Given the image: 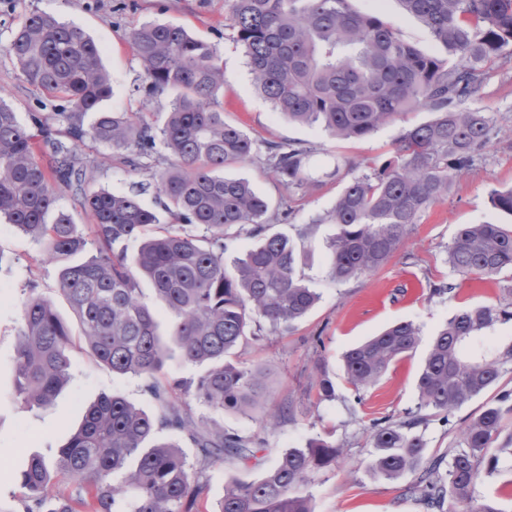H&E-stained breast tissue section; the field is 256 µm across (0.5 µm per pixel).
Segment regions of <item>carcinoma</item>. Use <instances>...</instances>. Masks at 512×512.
Wrapping results in <instances>:
<instances>
[{"label":"carcinoma","mask_w":512,"mask_h":512,"mask_svg":"<svg viewBox=\"0 0 512 512\" xmlns=\"http://www.w3.org/2000/svg\"><path fill=\"white\" fill-rule=\"evenodd\" d=\"M225 2L224 28L242 48L255 90L290 122L349 140L407 112L432 113L429 121L404 129L389 159L352 176L331 211L302 230L308 238L318 224L336 225L328 244L336 282L380 270L490 140L495 115L472 102L512 46V0H399L403 12L429 30L442 57L403 40L381 15L355 11L351 0ZM128 42L143 68L144 95L174 92L160 124L144 114L101 109L111 80L99 46L52 14H28L5 47L23 81L61 98L62 105L24 125L0 101V217L61 264L58 292L77 317L87 352L114 373L144 379L158 403L148 413L112 394L89 405L54 461L29 460L21 485L35 509L26 512H314L308 488L342 454L320 437L286 450L259 479L227 484L216 510L198 507L201 477L226 460L255 458L263 440L224 432L195 415L192 403L244 415L260 405L265 371L232 356L259 339L261 323L276 335L302 320L320 294L299 273L294 244L265 234L269 201L248 179L224 176V167L252 161L258 146L224 121L219 48L183 25L160 22L142 24ZM89 112L97 117L86 126ZM88 142L146 171L172 223H161L142 204L140 187L123 193L89 188L100 165L79 151ZM312 155L309 148L272 144L267 165L290 194L340 177L341 163L318 170ZM62 186L88 224H77L60 206ZM490 203L512 216V188L492 191ZM231 229L258 244L228 269L224 238ZM131 241L139 247L130 258ZM85 252V261L69 263ZM448 264L457 273L485 277L512 269V228L461 225L448 246ZM143 281L170 314L165 336L142 300ZM20 315L18 393L29 405L46 406L69 378L72 334L34 284ZM509 320L512 303L457 311L436 332L420 366L416 411L372 423L368 470L385 480L415 475L405 493L419 495L426 512H502L494 499L480 502L475 492L497 471L491 445L501 439L512 453L506 431L512 392L470 418L446 458L426 460L428 442L419 427L432 417L450 418L512 375V341L477 344L481 334ZM419 343L414 323L388 326L344 353L346 381L357 392L377 384ZM175 356L205 366L196 383L161 377ZM315 387L317 402L336 398V382L326 373ZM163 430L188 436L197 448L195 461L179 445L157 439ZM53 472L76 482V491L50 495Z\"/></svg>","instance_id":"cac0c4a2"}]
</instances>
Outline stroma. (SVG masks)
Returning a JSON list of instances; mask_svg holds the SVG:
<instances>
[{
	"label": "stroma",
	"instance_id": "35a3bbf8",
	"mask_svg": "<svg viewBox=\"0 0 512 512\" xmlns=\"http://www.w3.org/2000/svg\"><path fill=\"white\" fill-rule=\"evenodd\" d=\"M351 5L362 13L381 14L403 39L422 51L436 52L427 28L403 16L397 0H351ZM32 10L54 14L81 28L101 47L102 63L112 83V95L103 103L109 112L159 113L168 109L169 92L149 99L135 92L143 69L127 37L134 28L150 21L188 27L221 51L224 94L220 103L225 121L259 141L312 147L311 163L319 169L332 166L338 157L381 164L392 156L404 128L431 117L425 110L408 112L366 138L348 141L336 140L317 127L288 122L255 92L241 50L225 39L224 0H0V99L10 104L25 124L31 114L53 112L56 103L55 98L21 80L16 62L5 50L12 30ZM475 105L497 118L498 134L488 143L482 159L453 182L447 199L433 205L413 226L386 266L345 284L329 276L328 243L336 227L318 221L335 204L342 180L327 181L311 192L296 191L292 211L284 219L279 211L286 192L262 160L225 168L226 176L248 178L268 199L275 215L270 232L293 239L301 225L315 223L314 235L300 245L304 253L300 269L306 282L319 292L320 300L288 334L265 333L260 340L238 349L239 361L263 367L268 393L252 417L230 411L219 415L225 432H260L259 418L288 404L293 406L294 415L275 429L260 432L266 445L258 461L246 466L228 461L207 472L202 495L207 507H214L223 497L230 481L257 479L285 450L303 447L309 439L321 436L336 442L343 455L332 469L315 476L309 488L315 512H424L414 497L404 493L412 476L386 481L369 472L371 424L383 417L402 418L416 408L418 370L435 332L449 317L466 306L512 302L511 271L481 280L473 274L453 272L447 262L448 246L460 225H512V216L494 210L489 203L492 189L512 187V61L490 72ZM83 151L107 162L98 185L125 192L134 183L148 179L146 173L112 160L107 146L90 143ZM59 273V264L43 258L39 243L13 225L0 222V512H25L20 476L29 459L35 455L54 459L79 427L86 406L100 395L118 393L147 412L157 409L140 377L112 373L78 345L68 351V383L50 405L31 407L18 396L14 359L20 305L30 285H37L53 301L68 326L77 324L69 304L57 291ZM442 282L455 284L453 296L432 294V285ZM396 321H410L420 327L419 347L412 356L396 363L378 384L355 393L343 379L342 354ZM322 369L335 379L336 397L320 403L313 384ZM504 390L512 391V380L502 379L499 385L463 404L450 422L431 418L425 431L428 455L447 453L464 420L479 414Z\"/></svg>",
	"mask_w": 512,
	"mask_h": 512
}]
</instances>
